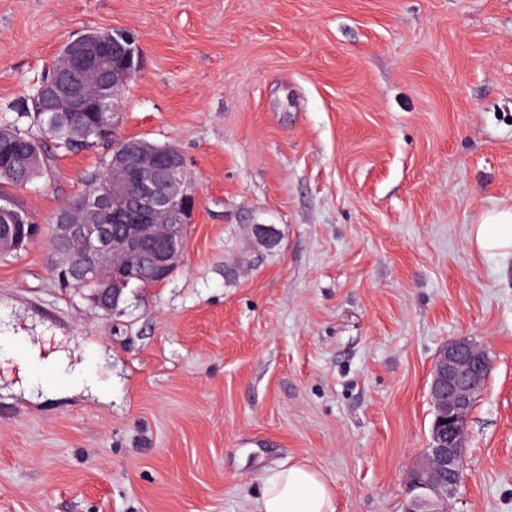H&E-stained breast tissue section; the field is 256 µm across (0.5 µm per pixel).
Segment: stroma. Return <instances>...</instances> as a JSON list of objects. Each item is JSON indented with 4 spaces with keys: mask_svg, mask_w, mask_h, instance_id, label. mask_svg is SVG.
Here are the masks:
<instances>
[{
    "mask_svg": "<svg viewBox=\"0 0 512 512\" xmlns=\"http://www.w3.org/2000/svg\"><path fill=\"white\" fill-rule=\"evenodd\" d=\"M101 27L138 35L117 133L182 151L192 233L113 316L49 239L0 257V512H256L299 460L336 512H404L459 336L491 368L448 512H512V257L470 242L512 207V0H0V121ZM104 156L11 198L49 223ZM31 351L111 398L34 382Z\"/></svg>",
    "mask_w": 512,
    "mask_h": 512,
    "instance_id": "stroma-1",
    "label": "stroma"
}]
</instances>
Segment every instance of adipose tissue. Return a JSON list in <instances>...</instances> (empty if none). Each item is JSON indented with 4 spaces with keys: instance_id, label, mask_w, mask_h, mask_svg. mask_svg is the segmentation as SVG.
<instances>
[{
    "instance_id": "obj_1",
    "label": "adipose tissue",
    "mask_w": 512,
    "mask_h": 512,
    "mask_svg": "<svg viewBox=\"0 0 512 512\" xmlns=\"http://www.w3.org/2000/svg\"><path fill=\"white\" fill-rule=\"evenodd\" d=\"M472 244L485 254H512V208L481 215L471 228ZM258 512H336V493L316 469L303 461L265 471Z\"/></svg>"
}]
</instances>
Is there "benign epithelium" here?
I'll return each mask as SVG.
<instances>
[{
	"instance_id": "1",
	"label": "benign epithelium",
	"mask_w": 512,
	"mask_h": 512,
	"mask_svg": "<svg viewBox=\"0 0 512 512\" xmlns=\"http://www.w3.org/2000/svg\"><path fill=\"white\" fill-rule=\"evenodd\" d=\"M142 65L138 39L127 28L105 40L83 31L57 50L41 90L45 112L102 113L116 129L122 96ZM98 75L93 99L85 78ZM109 186L77 206H63L51 245L52 271L70 273L95 308L120 314L135 282L163 284L181 263L195 208L186 161L176 148L148 141L112 153ZM490 373L486 352L470 338L448 340L431 369L429 396L437 417L418 465L406 512H444L462 476L465 426Z\"/></svg>"
}]
</instances>
